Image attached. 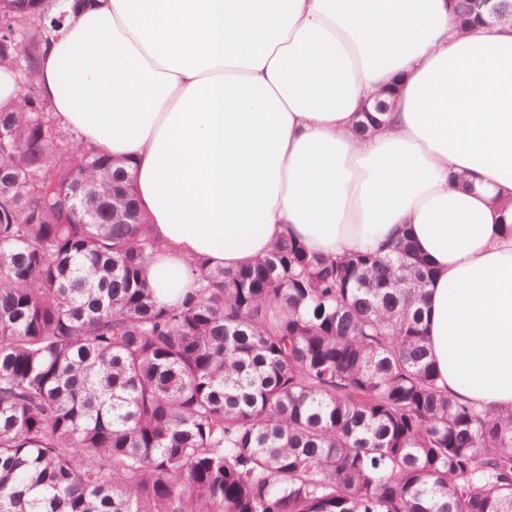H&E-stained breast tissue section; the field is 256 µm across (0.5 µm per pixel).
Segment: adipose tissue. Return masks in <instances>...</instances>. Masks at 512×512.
Segmentation results:
<instances>
[{"mask_svg": "<svg viewBox=\"0 0 512 512\" xmlns=\"http://www.w3.org/2000/svg\"><path fill=\"white\" fill-rule=\"evenodd\" d=\"M39 90L127 161L159 252L234 270L291 236L336 258L404 231L434 267L438 385L512 409V26L448 0H94L43 46ZM386 98L385 123L361 132ZM460 4L454 5L455 11L459 14L460 25L466 29L469 25L482 20L481 13L485 7L479 0H458Z\"/></svg>", "mask_w": 512, "mask_h": 512, "instance_id": "1", "label": "adipose tissue"}]
</instances>
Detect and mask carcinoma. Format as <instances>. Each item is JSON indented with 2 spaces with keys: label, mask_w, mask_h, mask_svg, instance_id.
Masks as SVG:
<instances>
[{
  "label": "carcinoma",
  "mask_w": 512,
  "mask_h": 512,
  "mask_svg": "<svg viewBox=\"0 0 512 512\" xmlns=\"http://www.w3.org/2000/svg\"><path fill=\"white\" fill-rule=\"evenodd\" d=\"M36 2L0 0V68L63 26ZM22 65L31 92L0 109V512H512V410L437 386L409 238L190 258L196 287L161 302L133 178Z\"/></svg>",
  "instance_id": "1"
}]
</instances>
